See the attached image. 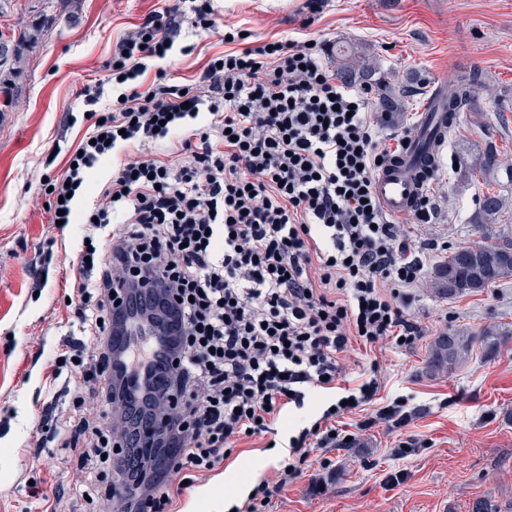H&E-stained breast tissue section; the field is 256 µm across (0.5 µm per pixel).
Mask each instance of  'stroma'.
<instances>
[{"instance_id":"35a3bbf8","label":"stroma","mask_w":512,"mask_h":512,"mask_svg":"<svg viewBox=\"0 0 512 512\" xmlns=\"http://www.w3.org/2000/svg\"><path fill=\"white\" fill-rule=\"evenodd\" d=\"M160 0H11L0 32L38 21L54 23L28 61L21 92L0 91L11 114L0 128V512H28L31 492L55 500L58 489L82 484L79 451L50 438L42 412L44 383L54 372L55 344L69 326L72 296L65 277L78 262L81 225L59 236L40 200L42 177L60 176L80 142L86 119L68 124L76 92L98 77L112 45ZM220 15L241 20L257 36H292L307 29L335 48L358 47L376 57L381 80L397 99L384 135L412 131L434 83L478 71L479 111L459 116L433 181L447 187L432 223L412 238L449 247L484 243L478 223L482 193L500 194L493 223L512 236V0H215ZM500 156L494 171L476 177L472 164L487 145ZM51 255L48 282L35 287L32 260ZM412 311L426 329L409 349L377 352L383 402L410 396L408 424L342 428L354 448L315 452L308 467L274 499L272 512H473L484 500L512 512V340L494 353L473 346L452 373L425 372L434 339L458 330L475 336L493 324H512V280L478 294L448 298L431 280L413 291ZM283 449L236 448L226 467L186 501V512H225L224 488L248 492L270 473Z\"/></svg>"}]
</instances>
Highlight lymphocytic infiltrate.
<instances>
[{"mask_svg": "<svg viewBox=\"0 0 512 512\" xmlns=\"http://www.w3.org/2000/svg\"><path fill=\"white\" fill-rule=\"evenodd\" d=\"M186 24L224 32L233 46L178 82L172 58L193 52L178 43ZM325 48L304 37L249 41L213 0H164L78 93L95 121L45 195L49 215L63 217L58 233L79 222L84 239L73 271L79 334L62 340L56 361L76 365L117 409L121 471L133 482L121 512H179L238 444L276 447L283 416L324 396L326 408L289 434L272 474L235 505L270 512L315 451L338 446L339 419L378 400L377 361L348 379L354 346L407 349L425 334L408 291L439 243L416 247L382 209L372 180L390 154L380 135L389 117L369 88L323 62ZM114 155L119 163L78 213L89 173ZM131 279L164 294L146 302L153 321H126L119 349L103 325L117 323L112 291ZM174 397L182 413L163 416ZM60 425L88 437L74 498L112 499L94 414Z\"/></svg>", "mask_w": 512, "mask_h": 512, "instance_id": "1", "label": "lymphocytic infiltrate"}]
</instances>
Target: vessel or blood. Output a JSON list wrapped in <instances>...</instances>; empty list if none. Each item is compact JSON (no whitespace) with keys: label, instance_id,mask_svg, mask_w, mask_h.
Instances as JSON below:
<instances>
[{"label":"vessel or blood","instance_id":"b4317fda","mask_svg":"<svg viewBox=\"0 0 512 512\" xmlns=\"http://www.w3.org/2000/svg\"><path fill=\"white\" fill-rule=\"evenodd\" d=\"M439 91L444 83H437ZM432 96L406 144L389 156L373 177L374 192L390 215L412 212L437 170L439 153L448 138V114L440 98Z\"/></svg>","mask_w":512,"mask_h":512}]
</instances>
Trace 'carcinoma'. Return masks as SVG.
<instances>
[{"label": "carcinoma", "mask_w": 512, "mask_h": 512, "mask_svg": "<svg viewBox=\"0 0 512 512\" xmlns=\"http://www.w3.org/2000/svg\"><path fill=\"white\" fill-rule=\"evenodd\" d=\"M49 29L47 22L32 23L21 30L18 39H3L0 37V59L6 61L0 64V77L9 84L20 85L25 77L27 58L24 51L35 48ZM339 64L340 76L349 81H360L370 84L378 74V69L366 58H356L345 52L341 54ZM478 76L474 72L461 71L451 83L444 95L445 111L459 114L470 111L475 105L477 96ZM501 196L487 192L479 199L481 219L493 220L501 211ZM487 242L476 248L460 246L448 255V260L437 265L433 270V279L438 288L450 298L466 294L480 293L490 287L512 278V262L499 267L489 276L473 269L472 265L463 261V256L477 250L481 253L505 246L512 248V237L497 234H486ZM512 337V325L505 323L483 330L484 347L492 351L506 339ZM470 354V337L452 331L438 337L432 344L426 364V373L437 375L452 372Z\"/></svg>", "instance_id": "obj_1"}]
</instances>
